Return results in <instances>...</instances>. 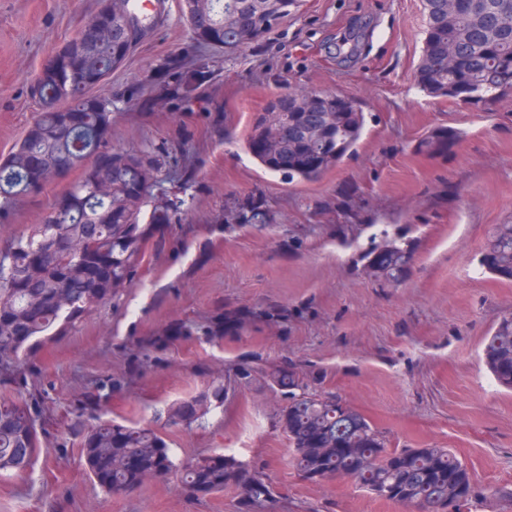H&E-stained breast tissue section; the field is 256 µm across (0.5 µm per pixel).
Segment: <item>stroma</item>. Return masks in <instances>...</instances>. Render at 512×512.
Listing matches in <instances>:
<instances>
[{"label": "stroma", "mask_w": 512, "mask_h": 512, "mask_svg": "<svg viewBox=\"0 0 512 512\" xmlns=\"http://www.w3.org/2000/svg\"><path fill=\"white\" fill-rule=\"evenodd\" d=\"M100 0H0V156L40 112L30 85L47 59L94 16ZM106 87L113 150L157 159L156 194L179 201L149 237L131 281L70 335L34 353L37 389L54 422L30 471L0 479V512H236L232 490L198 500L176 481L106 495L79 462L68 425L82 392L126 366L123 345L215 311L243 320L212 345L174 340L164 362L129 381L106 410L161 431L177 458L234 452L263 466L286 512H407L348 478L303 480L277 413L272 372L296 367L384 432L394 448L451 449L482 499L469 512H512V392L482 362L484 338L512 314V281L478 270L494 225L512 224V100L475 110L415 85L422 0H300L258 45L209 51L211 81L192 104L172 98L167 59L200 52L179 0ZM340 94L364 112L354 155L313 182L265 171L246 140L258 112L286 88ZM459 138L447 160L418 149L432 129ZM68 180L45 186L0 225V245L42 223ZM398 238L413 255L396 285L367 256ZM247 368L250 378L236 379ZM218 386L221 407L192 425L171 406ZM67 442L59 452L55 441Z\"/></svg>", "instance_id": "stroma-1"}]
</instances>
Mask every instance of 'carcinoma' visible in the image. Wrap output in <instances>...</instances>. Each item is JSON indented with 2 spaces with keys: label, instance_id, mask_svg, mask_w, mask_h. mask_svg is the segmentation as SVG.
<instances>
[{
  "label": "carcinoma",
  "instance_id": "carcinoma-1",
  "mask_svg": "<svg viewBox=\"0 0 512 512\" xmlns=\"http://www.w3.org/2000/svg\"><path fill=\"white\" fill-rule=\"evenodd\" d=\"M112 31L84 27L72 39L93 51L68 61L52 55L31 85L41 112L22 142L0 158V222L18 203L48 182L72 171L79 178L56 197L43 223L0 248V386L19 398L0 400V475H21L33 463L45 401L36 392L39 369L29 360L37 347L69 335L92 309L112 300L127 282L146 235L173 223L176 204L151 193L155 165L141 152L112 151V97L85 87L106 80L131 52L130 29L138 16L132 0H109ZM426 27L414 82L426 94L454 100L463 94L500 99L512 91V0H463L448 12V0H423ZM299 7V0H183L182 14L193 39L204 49L236 51L273 32ZM456 64L448 63V45ZM173 78L171 94L186 100L206 83L204 60L189 65L178 58L165 67ZM365 129V115L342 98L316 99L312 92L287 89L274 110L255 119L247 149L269 171L289 182H312L354 154ZM456 141L445 127L418 145L435 158L448 157ZM107 182L108 192L96 185ZM411 264L410 252L389 240L369 260L373 273L400 281ZM479 269L512 281V224L494 225ZM235 325L220 313L202 330L179 325L165 336L137 341L129 353L132 372L145 358L161 354L177 338L224 340ZM482 359L497 384L512 390V315L503 317L484 340ZM288 388V405L277 415L287 436L298 474L305 480L348 477L369 493L413 512H448L479 496L469 469L446 448H391L385 435L336 395H320L289 370L275 376ZM123 379L98 380L79 399L71 423L81 437L85 471L109 495L129 494L148 480L177 479L185 494L203 499L231 489L237 512H275L279 496L257 465L233 454L210 453L177 461L166 439L149 427L102 417L120 392ZM212 401L224 403V390L205 392L178 404L175 424L203 418Z\"/></svg>",
  "mask_w": 512,
  "mask_h": 512
}]
</instances>
